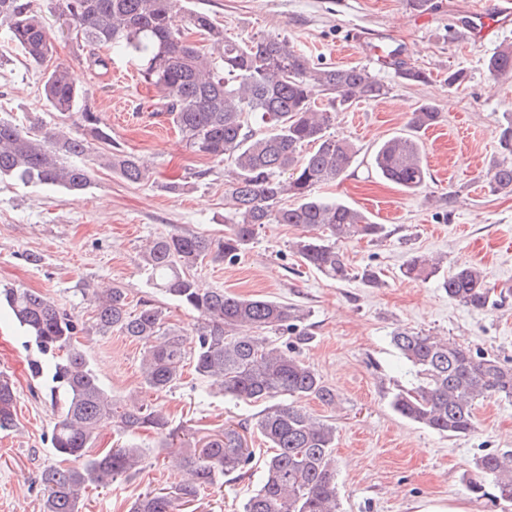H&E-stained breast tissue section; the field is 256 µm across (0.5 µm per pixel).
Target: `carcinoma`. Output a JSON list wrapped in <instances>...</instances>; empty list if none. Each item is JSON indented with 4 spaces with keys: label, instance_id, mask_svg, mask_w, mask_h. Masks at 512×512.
<instances>
[{
    "label": "carcinoma",
    "instance_id": "obj_1",
    "mask_svg": "<svg viewBox=\"0 0 512 512\" xmlns=\"http://www.w3.org/2000/svg\"><path fill=\"white\" fill-rule=\"evenodd\" d=\"M62 15L86 45L110 44L143 61L142 76L161 93L162 111L189 148L226 167L224 241L170 234L152 239L140 255L154 287L196 314L194 336L165 326L162 310L142 304L129 311L122 288L93 299L95 327L145 344L141 374L160 391L171 387L186 365L196 375L238 402H262L255 426L274 449L265 462L259 488L243 512H339L334 448L336 426L278 398L313 397L335 403L336 395L304 360L273 339L293 331L305 313L296 305L271 299H245L199 286L192 270L206 258L235 262L263 224H291L303 232L294 250L311 268L336 281L361 279L380 285L378 274L353 273L336 242L379 239L385 228L357 210L327 199L320 190L343 178L360 148L331 132L337 114L388 93L364 67L319 66L297 52L287 39L263 36L248 43L224 35L212 17L186 8L183 0H61ZM0 28L27 60L44 65L53 54V36L31 0H0ZM196 32L212 41L219 56L189 40ZM485 67L494 79L512 74V44L493 52ZM44 92L62 123L82 130L40 131L0 119V176L51 185L69 193L85 190L93 165L102 164L130 183L148 179L134 154L112 145L110 129L88 107L78 108L88 90L69 70L46 73ZM437 107L425 102L411 112L410 133L397 134L375 149L378 176L408 192L426 184L417 133L439 122ZM501 148L512 154V112L499 125ZM496 193H512V160L493 163L486 172ZM414 281L439 278L448 298L483 310L495 302V290L475 266L441 274L438 262L414 255L403 267ZM6 307L35 346L30 369L50 378L46 399L56 410L51 445L58 462L41 475L42 512H81L88 483L109 487L118 478L143 470L146 454L131 437L150 430L157 447L180 449L188 479L174 490L138 496L129 512H180L202 491L224 484V476L244 468L251 458L245 436L226 426L203 439L180 440L179 430L159 409L130 412L99 381L80 347L78 319L58 309L45 295L26 288L0 289ZM391 343L409 366L411 382L393 393L391 406L403 418L450 437L476 430L475 403L494 396L512 399V367L447 339L410 330L395 331ZM16 394L11 378L0 373V431L16 425ZM112 425L128 437L124 443L95 447L98 429ZM477 498L512 494V453H488L463 476Z\"/></svg>",
    "mask_w": 512,
    "mask_h": 512
}]
</instances>
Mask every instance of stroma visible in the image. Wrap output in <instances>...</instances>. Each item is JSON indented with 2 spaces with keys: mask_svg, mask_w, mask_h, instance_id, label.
I'll use <instances>...</instances> for the list:
<instances>
[{
  "mask_svg": "<svg viewBox=\"0 0 512 512\" xmlns=\"http://www.w3.org/2000/svg\"><path fill=\"white\" fill-rule=\"evenodd\" d=\"M476 0H431L428 9L410 0H193L225 34L240 42L279 35L313 63L369 69L389 88L375 101L338 114L333 131L354 140L360 152L340 183L324 193L385 225L378 240H345L337 247L354 271L375 270L379 287L360 279L336 282L303 264L292 247L298 228L262 226L232 264L204 261L194 270L205 288L241 297L297 305L306 314L299 328L310 341L297 347L336 393L334 404L311 398L299 406L336 427L338 496L342 512H415L426 500L463 504L467 512H512L494 500L474 498L463 482L475 459L512 449V400L477 401L479 429L446 437L414 424L390 405L397 386L410 379L392 346L393 331L410 329L445 336L477 354L512 367V296L483 310L450 300L437 279L412 282L401 270L415 254L433 255L443 272L478 265L495 289L512 284V194L491 192L486 171L502 159L496 127L512 112V76L488 77L485 60L512 44V27L481 43L462 37ZM54 37L52 64L68 67L87 88L112 140L143 159L149 178L133 184L98 167L89 188L73 196L60 188L0 177V288L23 287L46 295L76 316L79 335L96 373L114 398L128 407L163 410L173 425L205 435L232 424L245 432L253 456L243 478L207 489L193 512H240L258 488L272 450L255 429L259 405L243 404L209 389L185 369L168 389L141 383V343L95 332L91 294L119 286L130 309L149 301L161 307L167 326L192 333V312L152 288L140 262L144 245L160 235L224 238V166L190 150L161 110V96L130 55L98 46L107 70L84 63L88 48L61 26L57 0H32ZM395 39L409 48L403 65L425 73L421 82L399 78L395 67L372 61L368 45ZM461 71V84H446ZM43 72L0 29V116L26 126L57 127L43 93ZM435 103L440 122L421 133L429 171L426 186L408 192L372 169L381 141L403 132L410 112ZM34 347L8 313L0 312V372L14 382L17 426L0 432V512H41L42 470L56 458L50 442L54 411L45 397L47 378L32 377ZM139 442L146 467L111 488H88L82 512H127L148 490L174 487L172 464L151 434Z\"/></svg>",
  "mask_w": 512,
  "mask_h": 512,
  "instance_id": "1",
  "label": "stroma"
}]
</instances>
